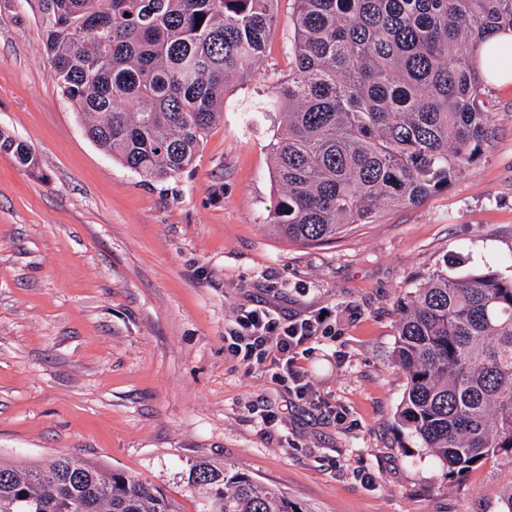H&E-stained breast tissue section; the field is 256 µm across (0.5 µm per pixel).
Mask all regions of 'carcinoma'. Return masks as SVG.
Returning a JSON list of instances; mask_svg holds the SVG:
<instances>
[{"mask_svg":"<svg viewBox=\"0 0 512 512\" xmlns=\"http://www.w3.org/2000/svg\"><path fill=\"white\" fill-rule=\"evenodd\" d=\"M278 0H37L53 80L88 137L148 185L191 167L226 92L263 61ZM294 68L250 114L277 125L269 223L303 244L446 191L492 123L481 42L512 0H294ZM0 153L38 159L0 133ZM394 351L398 420L448 469L512 461V279L441 270L416 289ZM198 512H303L250 475L195 466ZM0 512H180L160 488L56 455L0 462Z\"/></svg>","mask_w":512,"mask_h":512,"instance_id":"1","label":"carcinoma"}]
</instances>
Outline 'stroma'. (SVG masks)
Returning <instances> with one entry per match:
<instances>
[{"mask_svg":"<svg viewBox=\"0 0 512 512\" xmlns=\"http://www.w3.org/2000/svg\"><path fill=\"white\" fill-rule=\"evenodd\" d=\"M34 0H0V460L97 461L196 512L206 461L271 484L304 512H498L512 463L461 477L397 419V324L434 271L512 278V86L487 87L486 156L447 191L384 208L335 240L271 229L269 122L244 106L292 67L293 0H279L259 74L230 85L192 168L153 186L85 132L51 76ZM324 316L305 358L345 420L245 372L224 338L242 309ZM0 153L11 155L26 170L38 167V159L32 150L22 141L0 133Z\"/></svg>","mask_w":512,"mask_h":512,"instance_id":"35a3bbf8","label":"stroma"}]
</instances>
